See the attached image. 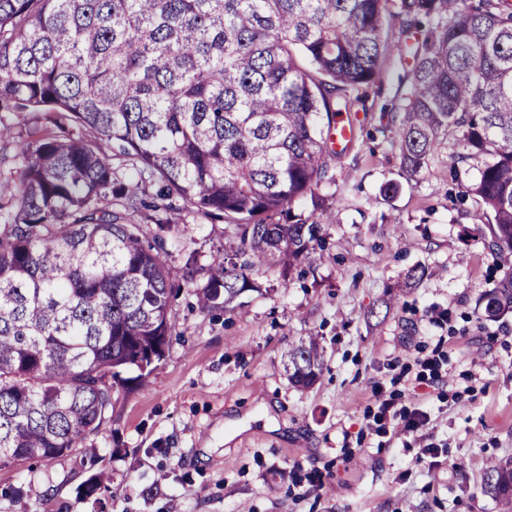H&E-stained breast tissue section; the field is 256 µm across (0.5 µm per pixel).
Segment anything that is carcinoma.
<instances>
[{"label":"carcinoma","mask_w":512,"mask_h":512,"mask_svg":"<svg viewBox=\"0 0 512 512\" xmlns=\"http://www.w3.org/2000/svg\"><path fill=\"white\" fill-rule=\"evenodd\" d=\"M390 17L421 40L388 43ZM408 50L402 169L419 175L448 146L459 198L487 220L477 235L512 256V0H0V112L92 134H29L0 182V468L71 453L156 370L175 330L165 234L180 213L234 227L196 293L203 312L233 311L253 275L310 258L335 223L318 189L337 118ZM509 311L511 264L484 307ZM285 358L302 388L324 366L313 336ZM484 491L512 512L511 458ZM102 494L117 489L100 473L85 496Z\"/></svg>","instance_id":"obj_1"}]
</instances>
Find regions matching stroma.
Masks as SVG:
<instances>
[{"label":"stroma","instance_id":"35a3bbf8","mask_svg":"<svg viewBox=\"0 0 512 512\" xmlns=\"http://www.w3.org/2000/svg\"><path fill=\"white\" fill-rule=\"evenodd\" d=\"M410 64L388 56L344 114L356 139L321 189L342 208L308 261L254 276L232 312L203 313L195 291L230 227L181 222L164 359L73 454L0 469V512H499L483 480L512 457V313L486 317L482 298L503 260L467 236L485 218L453 200L447 149L416 178L401 168L392 107ZM53 119L7 115L0 182L16 174L19 142ZM415 268L424 276L401 288ZM308 335L325 362L301 389L284 353ZM386 399L426 414L422 434L374 433ZM101 472L120 496L82 498Z\"/></svg>","mask_w":512,"mask_h":512}]
</instances>
